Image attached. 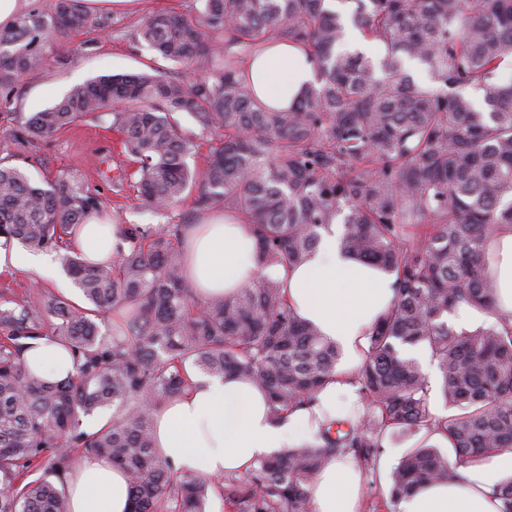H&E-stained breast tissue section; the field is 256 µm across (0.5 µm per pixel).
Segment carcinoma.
<instances>
[{"label": "carcinoma", "instance_id": "1", "mask_svg": "<svg viewBox=\"0 0 512 512\" xmlns=\"http://www.w3.org/2000/svg\"><path fill=\"white\" fill-rule=\"evenodd\" d=\"M86 0H54L0 30V95L47 71L48 46L104 31ZM194 14L147 16L135 39L172 69L104 75L71 88L18 122L9 136L35 145L81 118L112 117L136 164L138 199L155 210L192 198L193 210L235 212L250 227L261 269L296 265L321 230L342 225L358 260L395 275L393 304L367 336L351 378L357 401L313 440L258 460L237 475H180L155 446L153 413L190 384L189 368L234 376L263 391L276 420L314 413L341 352L297 317L266 274L233 297L201 298L184 273L189 224L124 228L127 249L110 263L70 250L98 197L69 174L35 182L0 158V247L59 254L84 303L41 288L0 303V512H69L64 475L80 454L122 469L132 512H311L307 487L334 458L374 471L396 436L425 439L392 468L389 501L423 483L512 449V318L456 330L467 306L494 315L488 251L512 226V0H195ZM382 49L343 50L348 26ZM275 39L308 52L316 81L286 109L253 93L248 57ZM425 68L414 81L406 63ZM196 71L204 73L191 79ZM480 93L481 103L465 94ZM189 115L214 135L208 165L192 169ZM113 315L112 334L101 331ZM48 338L69 349L75 372L49 381L23 352ZM424 347L452 413L438 416L433 386L408 348ZM112 409L93 433L83 418ZM448 440V451L430 442ZM512 512V476L491 489Z\"/></svg>", "mask_w": 512, "mask_h": 512}]
</instances>
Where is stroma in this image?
Masks as SVG:
<instances>
[{"label":"stroma","instance_id":"obj_1","mask_svg":"<svg viewBox=\"0 0 512 512\" xmlns=\"http://www.w3.org/2000/svg\"><path fill=\"white\" fill-rule=\"evenodd\" d=\"M192 0H131L123 9L95 6V15L109 17L108 31L95 34L92 42L76 37L54 50L64 56L65 64L55 66L53 73H33L14 87L10 104L0 103V157L11 158L25 167L36 179L52 178L57 173H72L85 189L98 196L103 212L112 214L121 224L158 227L198 221L190 203H183L167 212L157 213L136 200L132 187L121 185L133 165L123 153L118 135L105 122L87 116L68 131L34 146L21 147L8 136L7 130L15 119L41 111L60 99L70 88L89 78L116 73H135L151 63L153 54L137 43L134 33L142 19L163 9L190 11ZM79 300L80 295L67 275L58 279L40 278L29 269H14L0 274V289H27L30 282ZM415 443L414 438L399 437L387 443L379 468L363 473L361 485L362 512H390L388 499L389 475L399 458Z\"/></svg>","mask_w":512,"mask_h":512}]
</instances>
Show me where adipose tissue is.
Returning <instances> with one entry per match:
<instances>
[{
  "label": "adipose tissue",
  "mask_w": 512,
  "mask_h": 512,
  "mask_svg": "<svg viewBox=\"0 0 512 512\" xmlns=\"http://www.w3.org/2000/svg\"><path fill=\"white\" fill-rule=\"evenodd\" d=\"M247 68L257 96L277 108L288 107L314 80L303 52L277 41L249 58ZM121 230L112 216H93L73 244L91 258L103 259L114 255ZM185 249L188 276L201 295L234 294L258 274L255 238L231 214H204L189 230ZM488 265L496 288L495 309L512 315V227L499 231ZM268 272L284 282L288 303L298 316L340 344L343 368L351 370L371 327L393 299V276L343 255L334 230L322 233L303 263L291 269L272 266ZM24 360L51 380L74 370L72 357L45 339L27 350ZM154 421L158 448L178 472L189 475L244 471L317 429L304 411L271 420L264 394L250 383L204 375L194 376L185 394L160 406ZM508 465L512 452L489 456L463 468L462 479L421 487L399 503L398 512H500L490 488ZM361 481L352 462L332 461L308 490L312 512H358ZM65 491L70 512H130L124 474L103 458L78 461Z\"/></svg>",
  "instance_id": "1"
}]
</instances>
